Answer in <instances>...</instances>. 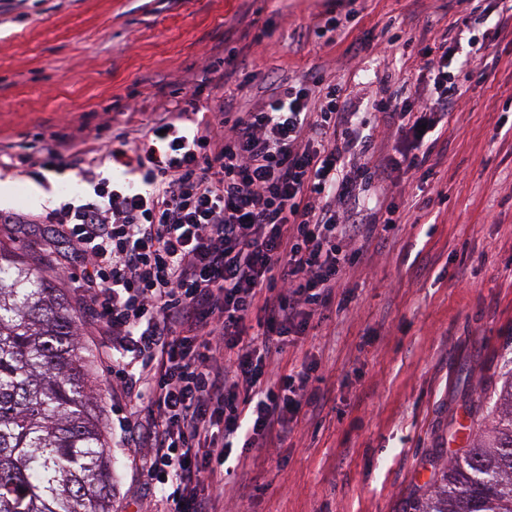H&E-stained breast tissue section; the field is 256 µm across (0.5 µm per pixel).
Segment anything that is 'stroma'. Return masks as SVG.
<instances>
[{"label":"stroma","mask_w":512,"mask_h":512,"mask_svg":"<svg viewBox=\"0 0 512 512\" xmlns=\"http://www.w3.org/2000/svg\"><path fill=\"white\" fill-rule=\"evenodd\" d=\"M480 5L487 48L439 117L424 177L389 196L398 212L385 246L369 245L337 293L344 310H326L279 357L285 374L317 362L323 408H303L282 448L227 476L217 512H414L491 424L512 371V0ZM459 15L455 0H0V152L20 158L54 135L144 125L184 85L198 109L216 108L205 57L222 71L235 57L230 82L243 84L245 108L308 73L356 103L370 80L423 91L420 52L453 46ZM318 26L328 44L297 39ZM23 168L0 173V210L25 218L0 223V244L53 284L51 263L73 255L28 218L85 185L67 167ZM61 285L102 397L111 512H145L155 488L132 403L106 381L112 342L78 282Z\"/></svg>","instance_id":"obj_1"}]
</instances>
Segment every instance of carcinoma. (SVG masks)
<instances>
[{
  "label": "carcinoma",
  "mask_w": 512,
  "mask_h": 512,
  "mask_svg": "<svg viewBox=\"0 0 512 512\" xmlns=\"http://www.w3.org/2000/svg\"><path fill=\"white\" fill-rule=\"evenodd\" d=\"M77 318L58 289L0 248V512H110L114 474ZM494 425L415 512H512V373Z\"/></svg>",
  "instance_id": "cac0c4a2"
}]
</instances>
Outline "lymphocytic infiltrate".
<instances>
[{"label":"lymphocytic infiltrate","instance_id":"f902f5d3","mask_svg":"<svg viewBox=\"0 0 512 512\" xmlns=\"http://www.w3.org/2000/svg\"><path fill=\"white\" fill-rule=\"evenodd\" d=\"M427 92L367 103L388 132L410 127L424 141L432 116L461 90L447 55L424 53ZM358 114L335 84L280 81L241 108L236 93L192 118L180 106L134 133L66 137L35 160L68 162L93 193L48 212L84 259L87 304L112 339L109 377L136 405L160 495L148 512H214L207 493L233 446L240 461L282 447L288 425L314 395L316 363L270 368L291 338L331 305L392 205L355 198L359 181L382 194L396 172L415 178L425 160L377 156L355 129ZM107 160L139 186L97 177Z\"/></svg>","mask_w":512,"mask_h":512}]
</instances>
